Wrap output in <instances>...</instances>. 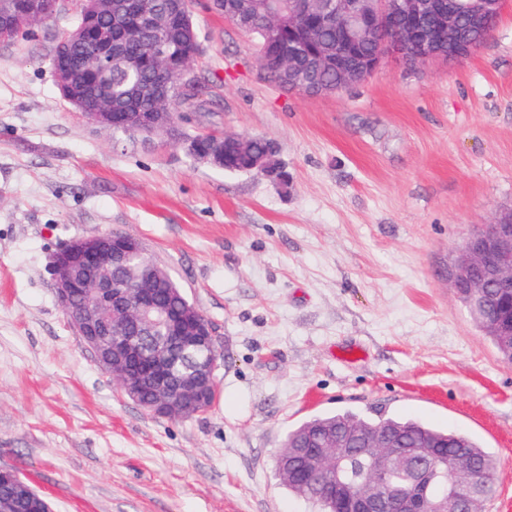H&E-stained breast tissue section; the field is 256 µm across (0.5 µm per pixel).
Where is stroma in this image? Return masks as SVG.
<instances>
[{
	"instance_id": "stroma-1",
	"label": "stroma",
	"mask_w": 512,
	"mask_h": 512,
	"mask_svg": "<svg viewBox=\"0 0 512 512\" xmlns=\"http://www.w3.org/2000/svg\"><path fill=\"white\" fill-rule=\"evenodd\" d=\"M75 4L0 46V467L53 512H316L278 475L288 430L378 408L479 441L499 463L488 506L512 512V364L448 284L457 248L512 207V0L458 61L392 56L314 98L267 80L200 0L191 74L210 94L181 127L274 142L279 179L89 123L50 66ZM113 231L216 329L203 415L126 397L56 301L58 245Z\"/></svg>"
}]
</instances>
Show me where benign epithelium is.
Returning a JSON list of instances; mask_svg holds the SVG:
<instances>
[{
  "mask_svg": "<svg viewBox=\"0 0 512 512\" xmlns=\"http://www.w3.org/2000/svg\"><path fill=\"white\" fill-rule=\"evenodd\" d=\"M221 4L224 16L238 29L264 20L265 46L259 54L263 72L274 71L276 84L289 91H300L296 58L299 47L311 45L313 62L321 70L334 71L337 86L323 85L311 92L319 97L335 93L336 88H350L375 72L387 55L392 54L413 66L433 59L456 61L469 51L463 41L465 29L492 33L500 19L505 0H291L286 13L264 11L258 0H214ZM57 0H5L0 9V27L17 21L30 25L53 14ZM141 0H131L124 12L112 19L122 40L134 45L143 35L139 18ZM180 15V6L172 4L166 12L151 17V26L164 32ZM299 33L297 46L289 48L280 38L283 29ZM332 30L336 49L322 47V32ZM82 97L96 104L85 117L95 126L110 130L122 128L125 136L148 140L171 136V113L162 108L172 89L187 92L195 84L184 64L168 77L170 66L162 54L151 62L156 74V104L149 112H114L112 104L101 96L99 84L109 76V69L119 63L126 70L144 66V60L129 56L112 46V39L90 27ZM375 45L369 55L364 45ZM235 139L230 134L209 135L194 140L191 154L214 168H229L225 143ZM146 254L142 243L127 234L111 232L106 236L77 237L62 246L51 261L52 280L57 301L69 316L73 327L87 346L93 341H107L97 353V363L112 374V379L132 399L150 413L172 417L179 411L202 408L204 393L211 385L218 357L213 325L205 318L188 313L174 314L158 303L159 289L166 279L158 264L147 259L138 269L129 266L130 254ZM448 282L456 295L468 299L471 313L479 314L497 336L512 335V209L499 212L495 221L470 236L455 252L448 268ZM161 329L162 338L143 359L138 344L140 333ZM194 349L201 353L195 365L174 380L168 376L171 355ZM356 444L362 455L373 463L370 476L355 490L345 485H327L323 497L337 503L336 512H427L428 487L433 479L430 469L416 465L398 448L392 434L369 438L362 434L349 441L330 437L305 453L303 468L319 473L343 457L341 449ZM413 473L412 488L386 497L378 491L380 481L394 466ZM11 486L0 497V512H52L44 496H32V489L16 471L0 468V485Z\"/></svg>",
  "mask_w": 512,
  "mask_h": 512,
  "instance_id": "7a95c632",
  "label": "benign epithelium"
}]
</instances>
